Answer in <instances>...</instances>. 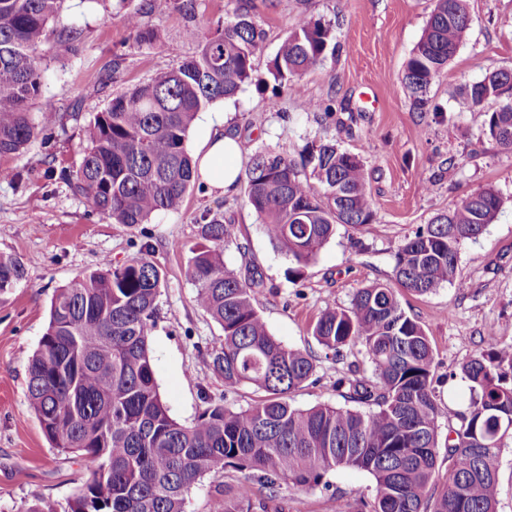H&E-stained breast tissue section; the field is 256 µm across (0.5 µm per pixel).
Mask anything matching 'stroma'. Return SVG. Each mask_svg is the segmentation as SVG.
I'll return each instance as SVG.
<instances>
[{
    "label": "stroma",
    "instance_id": "1",
    "mask_svg": "<svg viewBox=\"0 0 512 512\" xmlns=\"http://www.w3.org/2000/svg\"><path fill=\"white\" fill-rule=\"evenodd\" d=\"M145 0H64L53 31L81 30L74 56L46 55L43 95L55 110L50 143L33 141L23 154L1 164L30 171L25 182L0 179V253L21 259L26 278L0 299V512H26L38 498L67 504L90 477L81 457L52 448L27 393L28 362L48 324L50 301L59 287L99 268L102 259L120 265L141 245L152 244L153 261L165 282L151 335L155 377L173 418L191 422L205 399L245 408L264 397L245 387L225 393L211 367L222 329L194 302L186 276L190 247L204 211L222 213L236 238L224 247L225 267L239 276L259 273L257 293L270 333L285 346L316 358L313 377L291 395L295 407H352L337 392V377L349 367L375 381L363 351L343 360L326 358L312 329L326 306L349 305L357 288L393 280L398 247L435 215L466 196L494 190L500 210L483 234L459 250L463 287L444 286L418 296L400 294L406 313L423 327L434 350V376L442 420L456 423L470 402L461 364L484 348L487 332L512 344V153L483 132L492 100L466 110L460 89L498 69H512V0H467L470 26L455 56L432 84V111L420 110L403 83L405 64L420 40L434 0H196L202 31L215 32L228 13L247 5L265 33L256 61L263 85L247 84L231 100L212 104L199 122L223 120L239 137L244 156L266 149L297 156L311 144L333 143L359 156L375 209L373 223L340 224L306 268L300 282L288 277L287 255L275 248L246 202L244 187L230 195L194 184L182 209L126 226L92 212L70 184L48 168L78 167L86 146L82 127L113 96L148 81L194 56L177 11L144 15L160 42L137 43L123 11ZM306 16L333 30L334 51L303 78L295 92L268 79V66L294 18ZM320 102L312 110L310 102ZM329 488L288 485L263 496L265 512H356L372 499L374 481L365 471L329 474Z\"/></svg>",
    "mask_w": 512,
    "mask_h": 512
}]
</instances>
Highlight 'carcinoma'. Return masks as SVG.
I'll use <instances>...</instances> for the list:
<instances>
[{"label": "carcinoma", "mask_w": 512, "mask_h": 512, "mask_svg": "<svg viewBox=\"0 0 512 512\" xmlns=\"http://www.w3.org/2000/svg\"><path fill=\"white\" fill-rule=\"evenodd\" d=\"M64 0H0V158L18 155L38 136L51 138L44 101L41 118L29 112L42 97L44 68L38 50L54 41L56 52L76 55L81 32L48 30ZM176 9L198 54L110 100L84 126L87 148L75 170L60 177L115 224H146L179 209L198 180L186 138L199 112L260 83L255 60L265 31L237 8L208 36L196 24L195 0H148L147 10ZM125 22L142 43L156 34L142 15ZM467 0H435L424 33L406 62L403 81L419 108L431 85L454 57L469 28ZM331 29L295 20L268 73L297 90L326 56ZM512 91V69H501L464 89L470 108ZM485 134L512 152V101L488 113ZM313 164L306 174V164ZM249 206L268 238L284 251L298 280L338 224L373 222L364 165L331 143L297 160L259 151L245 170ZM501 201L486 189L471 194L406 239L395 255L394 285L359 288L349 306L326 307L313 336L336 360L361 346L374 366V384L355 371L336 379L369 407L366 412L319 404L294 408L289 394L308 382L315 358L272 336L257 305L256 276L240 278L224 267V245L235 237L224 215L208 213L198 224L187 275L195 301L224 333L212 354L224 392L253 386L262 401L235 409L206 399L189 424L176 421L162 400L154 371L151 332L164 273L145 246L121 265L100 269L59 288L49 323L28 366V400L53 447L77 453L90 479L66 512H185L192 487L206 476L245 473L224 486L222 512H252L259 489L282 484L328 486L324 477L357 468L375 482L361 512H496V460L509 434L499 419L512 415V385L500 369L512 367V345L486 336V349L462 363L471 401L440 438L442 408L434 387V352L422 326L402 309V291L424 296L458 279L459 249L492 223ZM26 277L22 261L0 254V296ZM447 449L448 472L437 487L438 449ZM108 470L109 482L97 480Z\"/></svg>", "instance_id": "1"}]
</instances>
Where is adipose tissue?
Wrapping results in <instances>:
<instances>
[{
    "mask_svg": "<svg viewBox=\"0 0 512 512\" xmlns=\"http://www.w3.org/2000/svg\"><path fill=\"white\" fill-rule=\"evenodd\" d=\"M198 148L194 152L198 174L218 194L234 193L240 174L241 144L226 133L223 122H209L197 132Z\"/></svg>",
    "mask_w": 512,
    "mask_h": 512,
    "instance_id": "1",
    "label": "adipose tissue"
}]
</instances>
